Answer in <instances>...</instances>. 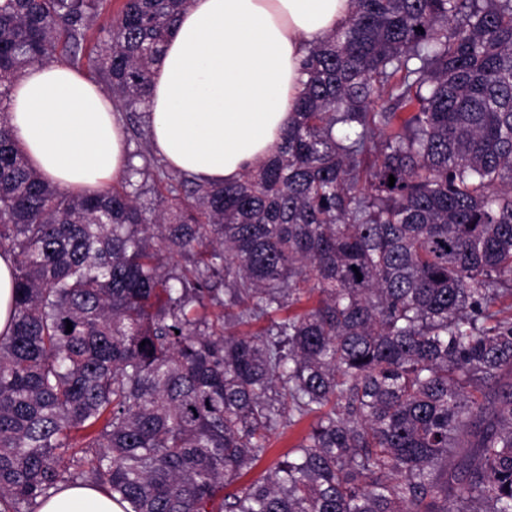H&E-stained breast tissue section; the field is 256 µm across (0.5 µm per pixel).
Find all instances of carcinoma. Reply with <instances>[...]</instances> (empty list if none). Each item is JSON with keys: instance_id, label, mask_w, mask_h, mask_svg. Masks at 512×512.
<instances>
[{"instance_id": "obj_1", "label": "carcinoma", "mask_w": 512, "mask_h": 512, "mask_svg": "<svg viewBox=\"0 0 512 512\" xmlns=\"http://www.w3.org/2000/svg\"><path fill=\"white\" fill-rule=\"evenodd\" d=\"M186 3L0 0V512L78 480L126 512H512V0H350L233 184L148 150L93 194L32 169L22 71L90 67L145 142ZM13 257L0 253V335L10 332L14 314ZM314 420L315 418L312 415L307 416L297 424L280 430L283 431V434L272 436L269 449L258 461L256 467L248 475L238 479L236 483L230 486L226 491H233L235 488L246 484L254 478L266 475L275 467L277 462L282 460L283 456L308 433Z\"/></svg>"}]
</instances>
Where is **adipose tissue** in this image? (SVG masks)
I'll list each match as a JSON object with an SVG mask.
<instances>
[{
  "instance_id": "1",
  "label": "adipose tissue",
  "mask_w": 512,
  "mask_h": 512,
  "mask_svg": "<svg viewBox=\"0 0 512 512\" xmlns=\"http://www.w3.org/2000/svg\"><path fill=\"white\" fill-rule=\"evenodd\" d=\"M349 0H188L154 67L145 121L153 151L221 186L281 139L310 45L347 18ZM9 122L29 165L69 192L96 191L130 165L111 97L61 63L29 66ZM37 512H124L99 488L71 485Z\"/></svg>"
}]
</instances>
